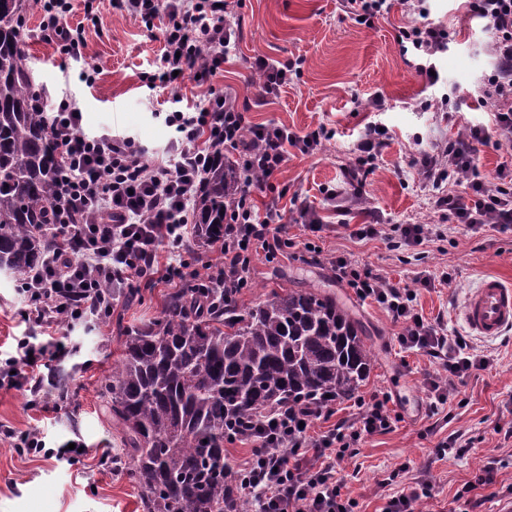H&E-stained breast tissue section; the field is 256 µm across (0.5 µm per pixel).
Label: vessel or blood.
I'll return each instance as SVG.
<instances>
[{
	"instance_id": "1",
	"label": "vessel or blood",
	"mask_w": 512,
	"mask_h": 512,
	"mask_svg": "<svg viewBox=\"0 0 512 512\" xmlns=\"http://www.w3.org/2000/svg\"><path fill=\"white\" fill-rule=\"evenodd\" d=\"M461 315L473 335L492 338L512 329V284L485 278L464 302Z\"/></svg>"
}]
</instances>
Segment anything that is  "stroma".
Instances as JSON below:
<instances>
[{
    "instance_id": "stroma-1",
    "label": "stroma",
    "mask_w": 512,
    "mask_h": 512,
    "mask_svg": "<svg viewBox=\"0 0 512 512\" xmlns=\"http://www.w3.org/2000/svg\"><path fill=\"white\" fill-rule=\"evenodd\" d=\"M391 3L389 14L367 27L341 12L338 0H228L226 17L239 24L241 38L213 86L247 102L252 123L285 125L301 133L322 128L331 134L316 153L289 150L274 180L287 188V197L277 200L269 191L255 192L258 213L272 204L281 210L295 246L272 260L256 257L252 286L239 304L248 309L284 288H315L335 295L361 323L372 353L371 372L356 396L337 400L333 415L315 421L311 429L320 435L335 424L352 422L359 402L388 398L397 416L392 429L362 436L352 459L336 473L355 503L353 512H382L389 499L413 489L421 493L414 512H465L457 493L489 456L499 461L496 481L474 495L482 501L479 512H500L512 504V330L493 339L470 336L459 310L483 276L512 283V232L454 224L443 237L414 250L394 248L380 236L361 240L352 234L359 225L376 222L441 223L433 206L435 191L421 179L411 157L455 140L465 126L480 124L489 133L477 153L485 176L512 160L493 132V103L481 93L492 69L495 36L469 14L465 0H430L429 22L448 27L452 35L447 51L433 59L439 81L432 86L407 63L396 41L399 27L414 16L401 0ZM73 4L68 23L85 31L82 57L67 58L54 45L29 39L36 82L46 83L51 94L75 99L86 132L124 133L149 151L164 149L175 136L164 117L174 94L191 99L197 87L189 80L177 90L150 86L145 75L161 53V41L150 37L144 24L115 12L110 0H97L90 14L83 0ZM258 54L304 60L298 78L264 105L256 102L259 87L249 68ZM91 67L97 73L90 82L84 72ZM376 94L385 97V111L366 109V100ZM447 97L459 101L456 112L443 111L441 101ZM371 124L385 128L386 141L358 185L348 170L356 162L354 144ZM334 188L349 196L359 188L363 194L360 202L339 211L325 196ZM299 200L319 217L322 232H309L302 224L295 206ZM315 249L320 252L316 260L311 257ZM336 256L403 284L429 270L435 283L419 290V312L431 321L442 319L449 335L471 337L491 356L492 365L457 378L455 395L430 408L424 381L437 373V360L400 348V326L377 303L336 280L330 265ZM444 273L450 274L449 282H441ZM168 291L159 285L144 301L117 300L111 322H82L64 331L68 355L51 360L37 376L45 384L52 371L67 370L72 377L69 400L52 391L45 407L33 408L27 391L0 389V423L20 432L38 430L51 448L74 440L88 450L80 463L68 466L26 459L0 445V512H143L142 490L97 464L103 452L119 449L97 388L121 352L118 326L131 328L159 316ZM22 306L12 281L1 276V358L13 355L16 337L27 333L19 316ZM451 436L464 446V454H439V443Z\"/></svg>"
}]
</instances>
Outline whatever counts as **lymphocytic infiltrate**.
I'll list each match as a JSON object with an SVG mask.
<instances>
[{"mask_svg":"<svg viewBox=\"0 0 512 512\" xmlns=\"http://www.w3.org/2000/svg\"><path fill=\"white\" fill-rule=\"evenodd\" d=\"M220 2L111 0L113 9L149 30L159 16L167 18L161 30L162 53L149 82L167 87L191 79L201 94L191 106L167 113L165 122L174 127L176 137L157 160L148 158L132 136L86 133L71 97H62L56 110L47 113L48 133L62 160L60 199L54 223L42 228L51 256L29 277L20 312L22 322L40 331L42 340L16 337L15 355L0 364V388L26 387L43 360L63 355L57 329L74 327L87 310L110 312L118 289L175 284L207 299L217 294L229 300L250 287L255 256L273 258L290 247L280 210L272 208L259 216L253 193L258 188L273 189L289 149L312 153L322 147L326 133L318 129L303 134L284 125L250 123L247 105L213 87V78L223 72L240 37ZM403 3L420 21L399 28L397 43L401 51L419 57L415 66L419 75H430L431 59L447 50L451 33L428 22V0ZM468 8L495 33L494 69L483 95L495 104L499 145L512 151V0H469ZM42 11L39 39L66 55L80 56L83 31L67 23L71 0H43ZM251 70L265 101L276 99L297 73L294 61L262 55L254 57ZM486 139L484 128L472 126L448 145L413 156L411 163L436 188L434 207L447 212L449 223L488 224L506 231L512 229V167L499 165L491 179L481 173L473 145ZM219 154L239 159L240 187L224 210V236L209 242L210 258L203 268L187 261L167 262L168 254L192 249L197 232L189 222L190 202ZM445 184L466 185L468 197L442 192ZM333 267L339 280L382 306L401 325V347L439 360V371L426 381L429 398L445 403L455 378L488 364L487 355L448 335L442 320L430 321L418 312L417 290L430 286L428 273H420L415 285L409 286L342 256ZM332 413L331 403L326 402L315 409H288L248 421L254 448L239 486L254 493L256 512H352L353 502L343 494L336 470L351 457L362 435L391 429L393 417L385 402L377 400L360 405L351 424H337L319 437L310 436L308 425ZM0 441L32 458L71 464L81 458L75 449L48 448L36 430L22 433L0 424Z\"/></svg>","mask_w":512,"mask_h":512,"instance_id":"obj_1","label":"lymphocytic infiltrate"}]
</instances>
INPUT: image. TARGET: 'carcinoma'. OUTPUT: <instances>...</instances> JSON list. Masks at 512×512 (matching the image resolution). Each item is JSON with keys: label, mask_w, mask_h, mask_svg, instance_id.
<instances>
[{"label": "carcinoma", "mask_w": 512, "mask_h": 512, "mask_svg": "<svg viewBox=\"0 0 512 512\" xmlns=\"http://www.w3.org/2000/svg\"><path fill=\"white\" fill-rule=\"evenodd\" d=\"M27 0H0V272L17 288L44 263L34 229L51 224L59 159L31 107L23 65ZM235 166L215 160L192 203L202 239L224 232L237 194ZM188 288L160 316L125 331L112 375L98 389L118 430L122 475L144 492V512H246L228 494L227 426L300 399L348 398L366 381L371 351L336 298L286 288L246 311L232 301L196 309Z\"/></svg>", "instance_id": "cac0c4a2"}]
</instances>
